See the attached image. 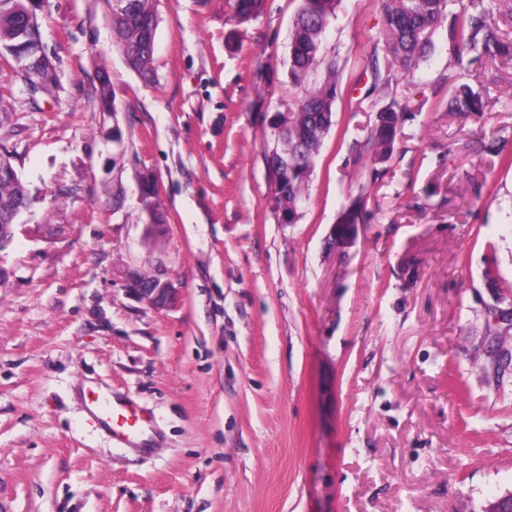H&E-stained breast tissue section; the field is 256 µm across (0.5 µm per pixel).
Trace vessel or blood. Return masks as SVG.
I'll use <instances>...</instances> for the list:
<instances>
[{"label": "vessel or blood", "instance_id": "vessel-or-blood-1", "mask_svg": "<svg viewBox=\"0 0 512 512\" xmlns=\"http://www.w3.org/2000/svg\"><path fill=\"white\" fill-rule=\"evenodd\" d=\"M85 403L91 418L115 443L132 444L154 430L152 416L132 398L115 397L91 387Z\"/></svg>", "mask_w": 512, "mask_h": 512}]
</instances>
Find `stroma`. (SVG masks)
<instances>
[{"label": "stroma", "instance_id": "1", "mask_svg": "<svg viewBox=\"0 0 512 512\" xmlns=\"http://www.w3.org/2000/svg\"><path fill=\"white\" fill-rule=\"evenodd\" d=\"M153 81L114 44L104 0H43L59 60L29 100L0 68V126L33 203L0 252V512H483L512 492V61L473 62L487 111L448 110V41L413 76L388 64L378 0H342L341 73L308 200L279 223L265 160L298 0H156ZM408 104L372 170V70ZM108 72L112 111H101ZM159 184L152 231L140 184ZM368 214L329 233L349 197ZM156 276L177 300L132 294ZM94 382L154 416L112 444Z\"/></svg>", "mask_w": 512, "mask_h": 512}]
</instances>
